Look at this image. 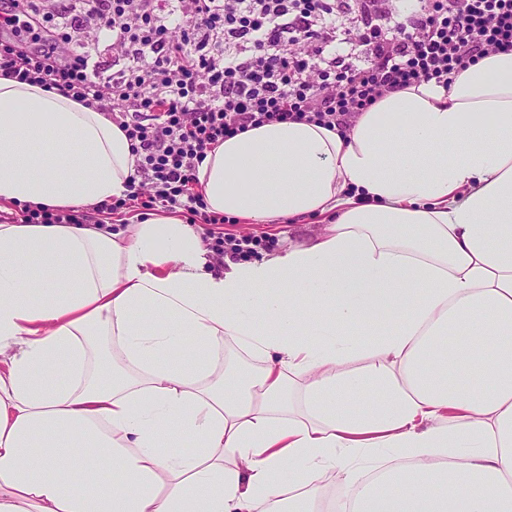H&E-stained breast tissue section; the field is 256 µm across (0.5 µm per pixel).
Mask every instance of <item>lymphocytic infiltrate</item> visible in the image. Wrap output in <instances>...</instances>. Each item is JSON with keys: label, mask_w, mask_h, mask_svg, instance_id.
Returning <instances> with one entry per match:
<instances>
[{"label": "lymphocytic infiltrate", "mask_w": 512, "mask_h": 512, "mask_svg": "<svg viewBox=\"0 0 512 512\" xmlns=\"http://www.w3.org/2000/svg\"><path fill=\"white\" fill-rule=\"evenodd\" d=\"M512 51V0H0V75L105 113L137 160L93 211L24 208L22 224H87L143 201L205 212L196 172L249 128L347 131L388 93Z\"/></svg>", "instance_id": "1"}]
</instances>
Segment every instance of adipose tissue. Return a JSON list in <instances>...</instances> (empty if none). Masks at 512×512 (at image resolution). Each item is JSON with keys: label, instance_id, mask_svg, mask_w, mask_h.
<instances>
[{"label": "adipose tissue", "instance_id": "ef3b65f1", "mask_svg": "<svg viewBox=\"0 0 512 512\" xmlns=\"http://www.w3.org/2000/svg\"><path fill=\"white\" fill-rule=\"evenodd\" d=\"M134 169L104 113L0 76V202L89 208ZM197 177L211 212L336 221L222 272L175 218L0 224V512H288L335 470L337 512H512V52ZM228 340L259 360L230 393Z\"/></svg>", "mask_w": 512, "mask_h": 512}]
</instances>
